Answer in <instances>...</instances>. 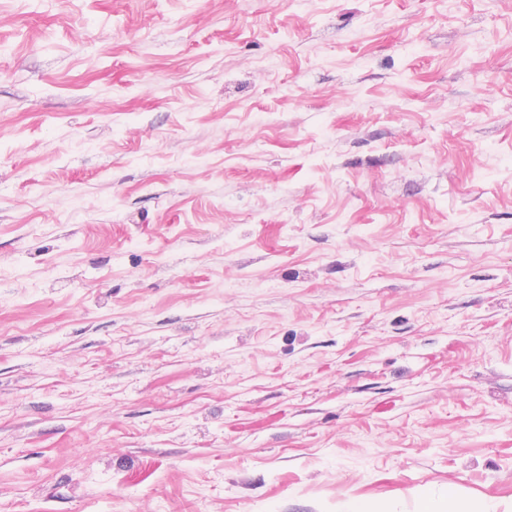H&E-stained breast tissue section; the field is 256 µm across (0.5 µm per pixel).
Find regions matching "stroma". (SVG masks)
Instances as JSON below:
<instances>
[{"mask_svg":"<svg viewBox=\"0 0 512 512\" xmlns=\"http://www.w3.org/2000/svg\"><path fill=\"white\" fill-rule=\"evenodd\" d=\"M512 512V0H0V512Z\"/></svg>","mask_w":512,"mask_h":512,"instance_id":"obj_1","label":"stroma"}]
</instances>
